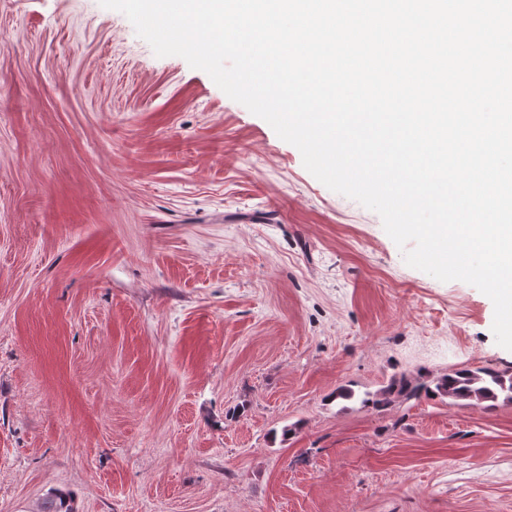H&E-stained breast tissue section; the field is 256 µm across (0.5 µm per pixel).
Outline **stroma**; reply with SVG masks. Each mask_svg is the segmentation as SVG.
I'll use <instances>...</instances> for the list:
<instances>
[{"mask_svg": "<svg viewBox=\"0 0 512 512\" xmlns=\"http://www.w3.org/2000/svg\"><path fill=\"white\" fill-rule=\"evenodd\" d=\"M493 318L121 12L0 0V512H512L511 402L360 405L512 372ZM423 394L447 397L453 402L467 401L470 405L485 403L484 407L490 408L501 396L512 401V374L486 367L453 369L438 377L432 388L430 383L409 379L402 373L377 392L367 394L362 405L383 410L396 399L419 400ZM73 503L72 493L54 488L47 493L39 512H75Z\"/></svg>", "mask_w": 512, "mask_h": 512, "instance_id": "35a3bbf8", "label": "stroma"}]
</instances>
